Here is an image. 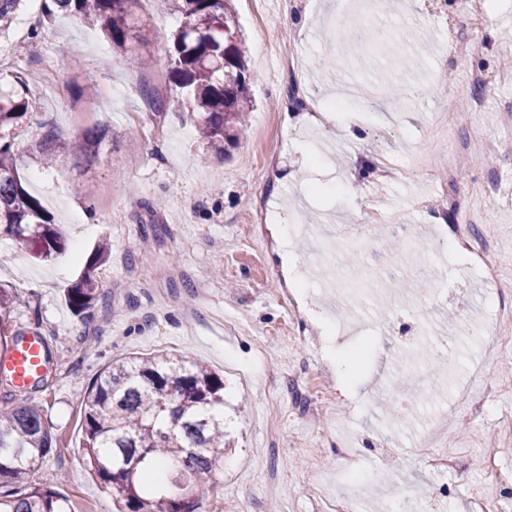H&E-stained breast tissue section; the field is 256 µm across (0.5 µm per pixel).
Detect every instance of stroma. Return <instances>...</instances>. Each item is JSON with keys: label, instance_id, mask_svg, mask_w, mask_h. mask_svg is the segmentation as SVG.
Here are the masks:
<instances>
[{"label": "stroma", "instance_id": "stroma-1", "mask_svg": "<svg viewBox=\"0 0 512 512\" xmlns=\"http://www.w3.org/2000/svg\"><path fill=\"white\" fill-rule=\"evenodd\" d=\"M427 2L382 0L364 28L363 0H233L253 110L238 146L201 164L193 116L150 101L171 90L179 19L164 0H138L133 69L101 30L27 0L0 34V81L24 77L30 128L49 124L71 144L49 168L26 136L15 147L62 254L41 262L0 236V282L19 299L11 326L40 332L52 357L27 396L62 450L31 483L76 512H117L83 460L85 388L111 361L167 351L224 380L229 445L202 512H336L347 497L357 512H470L489 490L512 498V481L490 487L479 457L499 448L512 473V90L494 85L512 78L500 65L512 59V0ZM475 9L488 16L476 37L465 23ZM297 99L347 108L316 129ZM94 127L104 139L87 155ZM452 144L468 162L444 193L419 166L447 170ZM389 157L405 178L379 173ZM262 200L298 230L304 286L292 302L278 244L251 220ZM430 214L451 230L469 225L497 283L459 252L422 241L390 251ZM326 224L372 225L373 243L358 253L338 235L316 258L306 242ZM103 238L112 251L97 276L109 305L82 319L64 292ZM436 265L447 268L444 289L419 287ZM336 317L349 327L327 338L323 323ZM423 319L428 335L408 345ZM338 356L352 363L353 390L336 377ZM476 365L486 388L468 394ZM443 422L454 462L439 470L421 450Z\"/></svg>", "mask_w": 512, "mask_h": 512}]
</instances>
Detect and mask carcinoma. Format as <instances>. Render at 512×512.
I'll use <instances>...</instances> for the list:
<instances>
[{"mask_svg":"<svg viewBox=\"0 0 512 512\" xmlns=\"http://www.w3.org/2000/svg\"><path fill=\"white\" fill-rule=\"evenodd\" d=\"M22 0H0V31L8 30ZM180 17L170 51L169 80L178 90L152 100L157 112L195 114L206 154L221 155L247 129L250 111L248 66L242 30L231 0H166ZM137 0H43L44 11L100 27L131 69L127 47L136 27ZM32 103L16 77L0 87V235L26 242L35 257L64 249L56 224L42 202L25 188L14 151L16 131ZM69 150L48 124L32 135L30 154L44 164ZM101 239L81 277L66 290L73 312L85 315L102 300L95 270L108 260ZM17 296L0 284V358L21 333L10 324ZM0 512H70L56 490L27 482L58 447L38 406L18 397L24 389L0 377ZM85 461L103 488L112 491L118 512H200L217 490L214 474L224 456V379L184 355L168 352L108 363L88 383L83 409ZM170 463L164 482L151 473Z\"/></svg>","mask_w":512,"mask_h":512,"instance_id":"1","label":"carcinoma"}]
</instances>
